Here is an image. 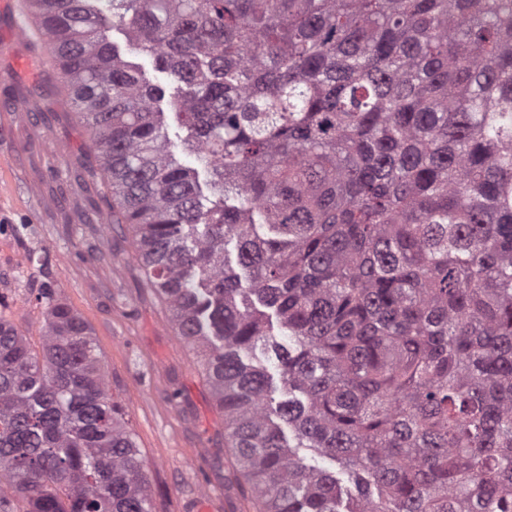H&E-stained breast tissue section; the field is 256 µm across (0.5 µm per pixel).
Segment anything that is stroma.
<instances>
[{
  "label": "stroma",
  "instance_id": "obj_1",
  "mask_svg": "<svg viewBox=\"0 0 512 512\" xmlns=\"http://www.w3.org/2000/svg\"><path fill=\"white\" fill-rule=\"evenodd\" d=\"M111 39L146 82L173 90V76L123 30ZM58 85L56 72L22 65L0 82V317L38 342L47 289L84 319L131 420L156 512H192L203 491L220 497L234 485L224 415L147 288L130 232L106 223L100 177L80 167L89 133Z\"/></svg>",
  "mask_w": 512,
  "mask_h": 512
}]
</instances>
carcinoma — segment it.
I'll list each match as a JSON object with an SVG mask.
<instances>
[{
	"mask_svg": "<svg viewBox=\"0 0 512 512\" xmlns=\"http://www.w3.org/2000/svg\"><path fill=\"white\" fill-rule=\"evenodd\" d=\"M99 2L29 0L255 512H512V0ZM43 299L37 347L0 318V512H155L88 325ZM110 34L112 42L119 46L123 57L135 67L146 82L166 89V99L162 107L164 112H173L167 100L169 99L168 94L173 92V88L176 86L174 77L168 71L161 69L152 56L129 46L123 30L113 28ZM167 123H168V137L171 144V149L176 155V157L182 162L184 165L195 168L198 171V178L202 185L204 194L207 196L208 189L207 183L209 181L208 172L197 162L195 159V155L188 153L184 150L183 137L184 132L181 130L179 124L177 123L175 117L172 113L167 114Z\"/></svg>",
	"mask_w": 512,
	"mask_h": 512,
	"instance_id": "carcinoma-1",
	"label": "carcinoma"
}]
</instances>
